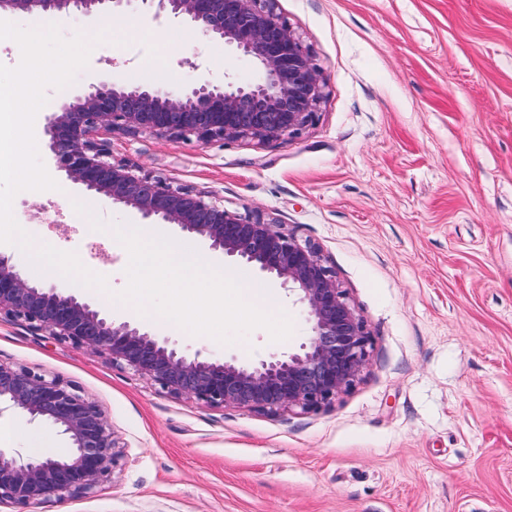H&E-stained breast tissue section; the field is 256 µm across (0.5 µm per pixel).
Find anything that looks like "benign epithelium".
Returning <instances> with one entry per match:
<instances>
[{"instance_id": "obj_1", "label": "benign epithelium", "mask_w": 512, "mask_h": 512, "mask_svg": "<svg viewBox=\"0 0 512 512\" xmlns=\"http://www.w3.org/2000/svg\"><path fill=\"white\" fill-rule=\"evenodd\" d=\"M185 20L207 41L220 40L252 59L245 80L196 81L174 89L101 77L55 106L43 136L56 171L112 207L151 224H171L202 240L226 263L242 264L288 291L309 333L296 349L252 363L217 360L178 347L128 319L109 317L58 288L22 277L0 252V318L23 321L78 349L105 356L158 385L170 397L204 407L260 414L330 407L361 379L373 337L320 249L258 216L224 209L215 198L173 186L112 157L107 134L148 133L168 140H246L265 145L302 134L318 119L325 83L314 56L276 0H0V13L33 16L117 15L132 2ZM45 423L71 443L65 457H23L0 449V505L33 508L51 497L95 493L119 466L121 438L99 405L57 377L0 362V417Z\"/></svg>"}]
</instances>
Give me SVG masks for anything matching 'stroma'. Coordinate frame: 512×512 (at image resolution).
Segmentation results:
<instances>
[{
    "instance_id": "obj_1",
    "label": "stroma",
    "mask_w": 512,
    "mask_h": 512,
    "mask_svg": "<svg viewBox=\"0 0 512 512\" xmlns=\"http://www.w3.org/2000/svg\"><path fill=\"white\" fill-rule=\"evenodd\" d=\"M326 82L319 119L295 139H160L112 134L115 159L214 196L318 246L375 341L363 379L317 413L206 408L104 356L0 321V361L57 376L93 399L126 444L91 495L38 512H512V0H277ZM92 37L72 91L101 77L178 87L243 77L221 42L187 47L191 26L130 9L58 19ZM68 197L13 210L36 243L77 253L111 291L128 253L89 258L97 238ZM276 294L294 330L258 328L222 345L148 317L159 335L251 362L296 347L302 309ZM67 455L53 429L0 418V449Z\"/></svg>"
}]
</instances>
